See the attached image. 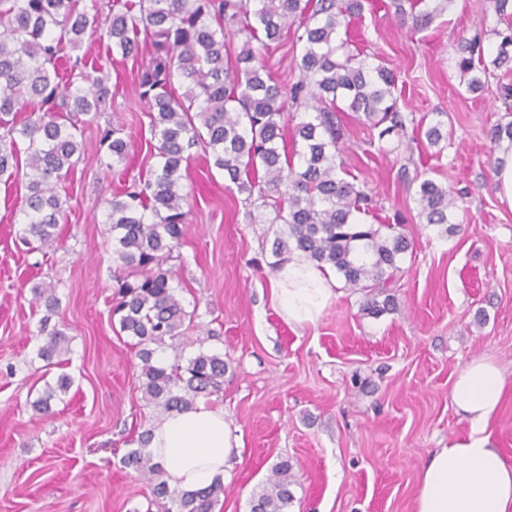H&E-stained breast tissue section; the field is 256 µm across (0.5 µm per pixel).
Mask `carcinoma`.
Returning <instances> with one entry per match:
<instances>
[{"label": "carcinoma", "instance_id": "carcinoma-1", "mask_svg": "<svg viewBox=\"0 0 512 512\" xmlns=\"http://www.w3.org/2000/svg\"><path fill=\"white\" fill-rule=\"evenodd\" d=\"M447 0H393L394 13L412 30L428 28ZM489 8L505 31L486 60L478 40L458 45L457 66L471 93L485 89L504 65L512 63V0H490ZM363 0H112L101 16L98 0H0V177L19 173L20 145H25L23 239L48 245L55 241L63 217L57 183L73 172L85 155L77 139L80 124L96 119L110 94V76L100 68L70 73L63 79L56 64L66 47L77 48L87 30L112 43L124 57L142 59L137 93L147 108L158 163L145 179L108 202L115 264L113 295L119 333L135 340L143 399L159 414L186 409L201 396L219 393L228 367L224 357L203 350L186 365L159 364L156 350L173 347L194 312L185 309L166 267L183 236L187 195L182 167L194 152L224 172L245 201H260L265 214H249L255 224H283L272 244L277 273L294 252L316 266L329 267L344 287L365 294L362 310L372 316L396 310L389 293L397 262L410 248L394 224H366L356 215H375L376 204L357 178L343 173L344 130L340 113L378 130V141L408 138V129L437 145L442 122L426 123L399 109L395 73L372 65L350 49L341 36ZM294 32L300 44L297 81L284 89L275 83L253 43L267 49ZM242 37L235 51L231 38ZM181 81L182 92L174 90ZM37 100L42 115L20 119ZM304 117L293 127L288 153L286 134L291 110ZM490 152L503 142L512 146V121L490 131ZM100 147L112 164L126 160L130 141L114 125L100 135ZM416 203L423 223L443 225L458 209V197L429 176L415 175ZM34 299L55 310L54 288H33ZM66 342L63 333L47 335L41 357L52 361ZM71 379L61 375L34 402L48 414L51 401L67 392ZM151 432L129 440L136 445L123 457L144 476L163 512H213L223 481L188 492L170 489L161 464L146 451ZM292 467L276 463L250 512H288L294 495Z\"/></svg>", "mask_w": 512, "mask_h": 512}]
</instances>
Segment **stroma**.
I'll list each match as a JSON object with an SVG mask.
<instances>
[{
    "label": "stroma",
    "instance_id": "obj_1",
    "mask_svg": "<svg viewBox=\"0 0 512 512\" xmlns=\"http://www.w3.org/2000/svg\"><path fill=\"white\" fill-rule=\"evenodd\" d=\"M481 9L482 0H453L416 33L390 0H364L351 22L370 62L395 72L401 111L429 115L448 132L439 146L419 137L385 154L369 144L374 131L342 117L346 170L372 192L378 218L404 217L411 247L396 275V311L366 315L363 294L340 287L315 324L288 321L267 267L275 225L250 223L242 195L203 154L185 171L187 219L169 265L195 318L181 350L164 355L204 350L229 364L209 402L223 407L238 447L215 512H250L252 493L283 459L297 479L290 512H414L434 451L469 438L452 387L478 359L505 377L486 434L512 466V205L493 185L488 139L512 120V107L497 86L468 92L455 54L463 40L494 46ZM66 54L108 69L112 94L82 126L86 154L57 188L64 215L55 242L39 251L23 244L25 182L0 181V512H161L148 482L121 461L158 415L141 399L131 338L113 326L106 222L108 200L155 163L149 119L133 58L91 30ZM112 124L131 140L120 178L97 159ZM404 170L462 195L455 232L420 222ZM41 283L55 288L54 312L32 301ZM47 327L68 338L57 363L39 354ZM63 373L69 391L50 414L36 413L33 402Z\"/></svg>",
    "mask_w": 512,
    "mask_h": 512
}]
</instances>
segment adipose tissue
<instances>
[{"instance_id": "obj_1", "label": "adipose tissue", "mask_w": 512, "mask_h": 512, "mask_svg": "<svg viewBox=\"0 0 512 512\" xmlns=\"http://www.w3.org/2000/svg\"><path fill=\"white\" fill-rule=\"evenodd\" d=\"M337 286L330 269L293 254L278 273L272 293L288 321L316 323ZM504 391L498 366L475 361L456 379L452 398L471 423L468 442L438 449L421 475L415 512H512V467L484 434ZM149 448L172 487L194 491L224 475L237 441L223 408L201 401L156 422Z\"/></svg>"}]
</instances>
